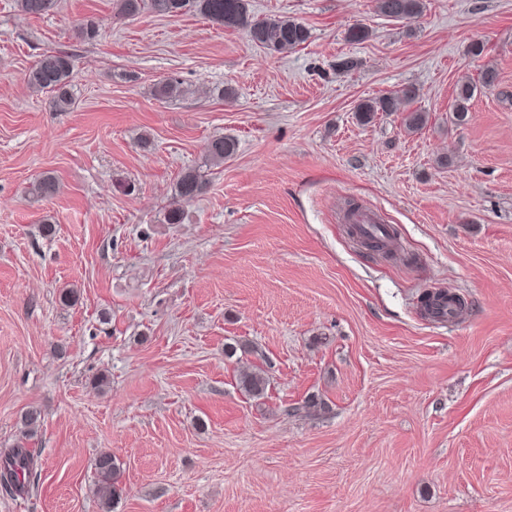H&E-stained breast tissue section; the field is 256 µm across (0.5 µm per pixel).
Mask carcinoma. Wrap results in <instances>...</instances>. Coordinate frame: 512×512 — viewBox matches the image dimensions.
Here are the masks:
<instances>
[{"instance_id": "carcinoma-1", "label": "carcinoma", "mask_w": 512, "mask_h": 512, "mask_svg": "<svg viewBox=\"0 0 512 512\" xmlns=\"http://www.w3.org/2000/svg\"><path fill=\"white\" fill-rule=\"evenodd\" d=\"M161 15L177 16L187 12H196L224 25L227 28L242 30L249 39L273 52H284L307 43L309 29L300 21L288 17L256 18L249 11L248 0H115V12L121 16H133L144 5ZM18 10L26 15L42 16L54 11L57 0H16ZM378 12L403 20H412L423 11L422 0H376ZM73 64L71 58L62 53L43 55L29 71L27 83L36 92H50L56 109L67 111L73 104L71 78ZM498 81L497 70L488 66L480 72L478 83L462 80L455 88L453 119L461 124L469 112V103L473 99L477 86L493 87ZM181 84L165 79L155 88V95L168 99L180 95ZM413 99V91L401 89L380 97L367 99L358 104L356 112L363 123L371 122L379 112H398L401 106ZM236 152V143L230 138L216 137L207 148V160L212 165H220ZM205 183L200 174L191 170L184 173L176 185V201L169 210L168 223L178 224L182 219L180 203L189 202L202 194ZM54 177L44 175L32 185V192L40 197H50L57 192ZM354 235L377 252H387L396 241V233L390 228L385 235L369 232L362 225H353ZM243 389L260 396L266 389L265 378L256 372H244L240 377ZM97 478L96 493L106 508L120 498V466L109 451L100 452L93 461ZM38 480V467L34 454L27 448L17 446L8 448L0 454V488L10 494H21Z\"/></svg>"}]
</instances>
